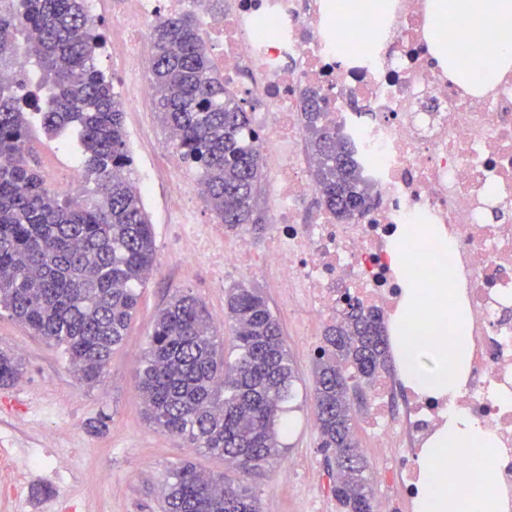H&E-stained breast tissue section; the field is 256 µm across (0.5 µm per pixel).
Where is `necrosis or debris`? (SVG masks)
I'll return each mask as SVG.
<instances>
[{"label":"necrosis or debris","instance_id":"4bbe7bcc","mask_svg":"<svg viewBox=\"0 0 512 512\" xmlns=\"http://www.w3.org/2000/svg\"><path fill=\"white\" fill-rule=\"evenodd\" d=\"M183 0H119L104 54L117 63L130 111H152L149 33ZM429 0H388L383 16L343 18L335 0H223L199 15L227 92L246 100L268 168L271 232L263 251L245 234L198 223L175 165L164 166L167 212L189 255L213 278L248 270L294 298L309 326L336 320L350 295L391 320L406 286L395 234L414 217L441 225L456 285L465 292L473 349L453 401L416 398L398 407L380 377L365 421L381 448L418 449L449 408L487 423L502 448L492 473L512 512V71L471 89L433 55ZM315 91L320 121L350 144L374 204L349 221L326 208L305 211L315 165L304 151L302 98ZM386 493L378 512H396L400 492L420 479L408 463L377 470Z\"/></svg>","mask_w":512,"mask_h":512}]
</instances>
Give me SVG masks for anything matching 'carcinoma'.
<instances>
[{"label":"carcinoma","mask_w":512,"mask_h":512,"mask_svg":"<svg viewBox=\"0 0 512 512\" xmlns=\"http://www.w3.org/2000/svg\"><path fill=\"white\" fill-rule=\"evenodd\" d=\"M103 35L83 0H5L0 5V65L33 62L26 93L0 81V308L63 348L88 385L101 381L138 305V288L156 263L154 228L129 172L133 157L122 103L96 65ZM150 81L156 112L177 134L175 147L202 187L203 201L228 231L261 232L264 157L239 100L224 94L190 11L161 20L151 36ZM320 100L305 97L309 150L325 206L341 220L366 208L352 151L318 125ZM77 133L81 192L59 197L33 155L37 132ZM231 341L224 347L205 307L174 294L155 320L139 388L149 420L195 448L224 458L234 478L173 469L168 512H259L239 475L257 472L285 450L284 418L296 371L279 321L257 288L228 289ZM379 315L350 297L324 332L316 359L314 403L319 447L327 453L341 512H374L367 462L352 426L357 378L372 382L390 366ZM19 373L0 352V386Z\"/></svg>","instance_id":"obj_1"}]
</instances>
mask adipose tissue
I'll return each instance as SVG.
<instances>
[{"mask_svg": "<svg viewBox=\"0 0 512 512\" xmlns=\"http://www.w3.org/2000/svg\"><path fill=\"white\" fill-rule=\"evenodd\" d=\"M492 17L494 38L483 66L484 82L512 69V0H434L429 43L440 63H449L456 48L482 37L477 21ZM474 457L472 466L448 469L450 456ZM501 457L497 438L482 421L450 411L417 460L419 512H467L477 505L489 512L497 493L491 463Z\"/></svg>", "mask_w": 512, "mask_h": 512, "instance_id": "1", "label": "adipose tissue"}]
</instances>
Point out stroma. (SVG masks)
Here are the masks:
<instances>
[{"label":"stroma","mask_w":512,"mask_h":512,"mask_svg":"<svg viewBox=\"0 0 512 512\" xmlns=\"http://www.w3.org/2000/svg\"><path fill=\"white\" fill-rule=\"evenodd\" d=\"M168 184L157 179L143 197L157 249L153 273L140 290L136 315L124 343L113 353L104 381L89 387L63 350L0 310V350L13 354L20 373L0 387V439L11 458L0 467V486L23 482V499L0 496V512H58L70 501L77 512H164L171 470L188 462L205 475L224 473L223 457L202 452L162 431L145 416L138 390L141 358L156 315L176 291L198 299L210 314L224 309L227 285L210 283L202 262L186 258L177 227L165 223ZM260 289L277 317L299 380L294 425L280 463L249 477L261 512H339L332 479L315 428L313 385L321 337L304 335L301 315H292L268 281L244 271L230 284ZM293 462L298 477L281 471Z\"/></svg>","instance_id":"35a3bbf8"}]
</instances>
